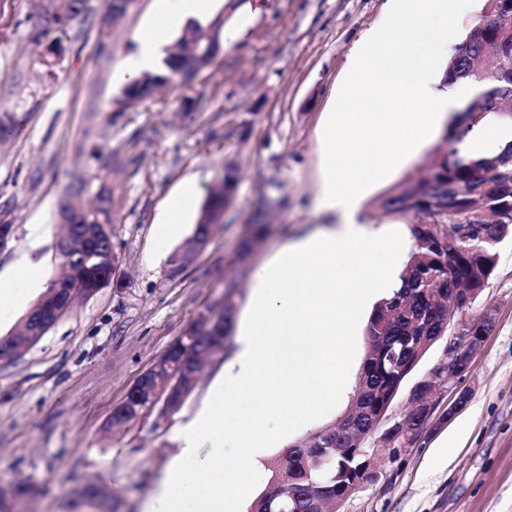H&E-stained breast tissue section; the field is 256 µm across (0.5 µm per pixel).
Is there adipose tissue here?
Returning <instances> with one entry per match:
<instances>
[{
  "instance_id": "obj_1",
  "label": "adipose tissue",
  "mask_w": 512,
  "mask_h": 512,
  "mask_svg": "<svg viewBox=\"0 0 512 512\" xmlns=\"http://www.w3.org/2000/svg\"><path fill=\"white\" fill-rule=\"evenodd\" d=\"M152 19L136 37L117 72L127 83L164 68L163 48L171 34L191 20L207 21L215 0H155ZM469 0H391L384 25L352 55L349 69L361 78L347 86L337 111L326 113L321 131V188L318 212L330 221L258 263L250 277V299L233 332L238 349L229 381L262 374L265 386L253 394L258 411L281 418L315 415L350 393L346 337L365 325V313L391 296L395 272L411 247L392 225L360 220L363 196L376 179L413 159L430 136L473 97L469 83L447 93L436 89L438 67L456 39V20ZM437 25L423 28V17ZM197 185L188 181L170 195L157 229L166 246L194 207ZM228 381H217L211 398L179 428V456L212 451L203 466L205 484L167 472L149 512H224V456H258L265 438L237 423Z\"/></svg>"
}]
</instances>
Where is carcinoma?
<instances>
[{
    "label": "carcinoma",
    "instance_id": "1",
    "mask_svg": "<svg viewBox=\"0 0 512 512\" xmlns=\"http://www.w3.org/2000/svg\"><path fill=\"white\" fill-rule=\"evenodd\" d=\"M487 16H497L512 26V0H484L481 14L466 26L445 63L447 85L473 82L469 68L474 60L498 70L499 75L478 86V93L468 102L479 116L498 114L496 103L512 99V53L497 51L498 29L479 27ZM200 29L198 24L187 25L176 51L164 60L166 71L148 72L126 84L115 104L127 96L142 101L171 81V75L197 68L206 44L187 39L186 31ZM476 129L475 124L452 128L445 145L428 159L427 178L404 182L373 203L376 209L406 218L416 247L399 274L398 288L376 306L365 328L364 392L356 407L341 419L343 437H336V424H328L317 430L320 437L309 435L272 461L269 488L252 503L251 512H320L333 504L340 477L364 462L339 449L353 447L357 435L368 432L370 417L390 410L393 392L406 380L397 374L398 367L404 365L413 372L440 337L447 335L451 313L470 308V296L487 286L496 269L495 246L512 236V141L497 153L473 157L462 145ZM99 198L102 208L90 224L76 223L75 204L61 205V220L72 223L70 232L83 242L67 253L68 266L78 277L49 282L26 316L35 331L24 337L1 338L0 361L11 362L35 344L68 311L66 304L72 296L87 299L111 286L119 262L112 244V192L104 189ZM223 208L224 201L210 195L194 228L198 242H209L218 230L215 212ZM225 288L224 305L210 328L203 331L191 321L153 368L160 375L167 364L183 363L190 368L181 379L183 398L168 405L171 414L181 409L192 391L204 358L230 335L236 312L235 285L230 282ZM155 403L153 383H137L112 410L106 427L116 433L128 432L150 417ZM404 422L412 433L411 444L425 437L429 422L413 412ZM12 489L11 499H0V512H25L22 505L34 494V487L19 481ZM69 512H109L108 495L91 484Z\"/></svg>",
    "mask_w": 512,
    "mask_h": 512
}]
</instances>
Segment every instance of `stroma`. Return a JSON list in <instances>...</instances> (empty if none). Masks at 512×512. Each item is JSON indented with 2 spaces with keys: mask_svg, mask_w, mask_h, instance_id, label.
Segmentation results:
<instances>
[{
  "mask_svg": "<svg viewBox=\"0 0 512 512\" xmlns=\"http://www.w3.org/2000/svg\"><path fill=\"white\" fill-rule=\"evenodd\" d=\"M42 0H15L0 29V221L13 238L0 251V282L39 265L43 283H15L14 303L0 318L13 334L45 282L58 274L63 199L89 204L112 191V243L128 286L100 290L66 312L14 361L0 362V483L40 486L30 512H65L89 480L112 495L114 512H146L158 478L178 454L175 434L205 405L236 336L207 359L182 408L168 420H146L119 435L104 426L140 376L180 336L196 313L220 307L227 283L244 308L255 264L325 223L319 134L324 113L350 79L348 62L386 18L387 0H261L242 38L211 65L120 110L114 73L153 14L154 0H134L112 27L100 24L107 0H88L65 37L49 32ZM434 137L418 155L366 192L361 217L374 226L399 223L371 203L390 187L424 175ZM238 168L235 195L221 228L179 274L171 255L187 247L193 225L158 247L165 201L189 179L207 199L225 167ZM269 231L245 262L236 254L249 224ZM44 228L40 239L31 225ZM495 326L461 381L472 392L449 423L398 455L377 458L378 482L355 494L344 512H512V238L497 246V267L449 334L484 310ZM342 402L322 415L285 421L235 405L250 431L269 438L258 470L227 488L229 512H248L269 487V465L296 439L337 420Z\"/></svg>",
  "mask_w": 512,
  "mask_h": 512,
  "instance_id": "35a3bbf8",
  "label": "stroma"
}]
</instances>
